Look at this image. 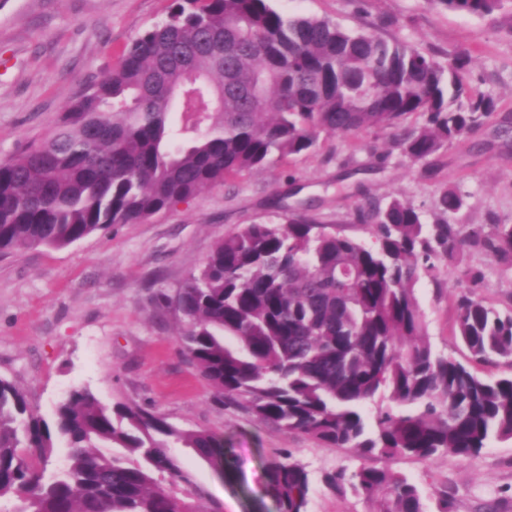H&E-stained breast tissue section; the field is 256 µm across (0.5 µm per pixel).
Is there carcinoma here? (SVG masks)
<instances>
[{
    "label": "carcinoma",
    "mask_w": 512,
    "mask_h": 512,
    "mask_svg": "<svg viewBox=\"0 0 512 512\" xmlns=\"http://www.w3.org/2000/svg\"><path fill=\"white\" fill-rule=\"evenodd\" d=\"M271 0H172L167 19L134 39L119 65L71 102L57 128L0 160V253L66 247L116 224H139L272 158L313 149L318 136L395 129L396 145L424 162L482 126L494 99L464 93L469 56L445 69L371 27L288 18ZM502 0H431L489 16ZM224 92L199 111L181 99L188 73ZM193 117L177 128L172 108ZM410 116L422 118L404 125ZM464 200L437 196L433 223L392 197L359 208L371 241L289 215L248 224L219 241L171 306L180 340L215 392L258 419L361 456L478 454L512 439V375L472 363L512 359V310L476 296L456 301L462 363L433 349L415 296L434 263L466 252L512 266V224H455ZM392 406L368 417L376 397ZM69 454L48 470L55 441ZM191 449L225 477L238 469L224 437L185 430L127 403L76 389L47 422L0 378V500L10 512H223L179 505L202 491L171 448ZM277 512H307L309 475L291 455L265 464ZM350 488L376 512H427L417 487L390 469L362 466Z\"/></svg>",
    "instance_id": "obj_1"
}]
</instances>
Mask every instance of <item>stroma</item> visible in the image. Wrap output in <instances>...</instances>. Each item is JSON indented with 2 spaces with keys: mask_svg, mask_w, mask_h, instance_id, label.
<instances>
[{
  "mask_svg": "<svg viewBox=\"0 0 512 512\" xmlns=\"http://www.w3.org/2000/svg\"><path fill=\"white\" fill-rule=\"evenodd\" d=\"M289 17H317L348 30L380 23L385 39L416 46L448 66L471 57L468 84L497 109L477 131L415 163L387 130L355 137L321 135L305 154L209 187L139 224H117L65 248L36 246L0 255V378L23 388L46 420L74 388L106 405L134 404L174 425L223 436L239 469L223 477L187 448L173 455L224 512H276L263 463L289 454L310 475L308 512H374L372 502L331 492L326 472L362 465L404 474L429 512L448 498L454 512L497 504L512 512V440L492 441L468 459L440 456L363 458L267 424L219 400L184 351L180 323L163 296H174L217 242L247 224L298 214L368 238L357 209L397 195L431 214L440 189L464 199V224H512V0L479 17L435 8L430 0H272ZM171 0H0V158L45 136L72 99L109 74L129 43L165 20ZM437 280L415 288L433 347L460 361L467 349L452 334L463 294L512 310V269L485 253L463 264L439 262Z\"/></svg>",
  "mask_w": 512,
  "mask_h": 512,
  "instance_id": "stroma-1",
  "label": "stroma"
}]
</instances>
